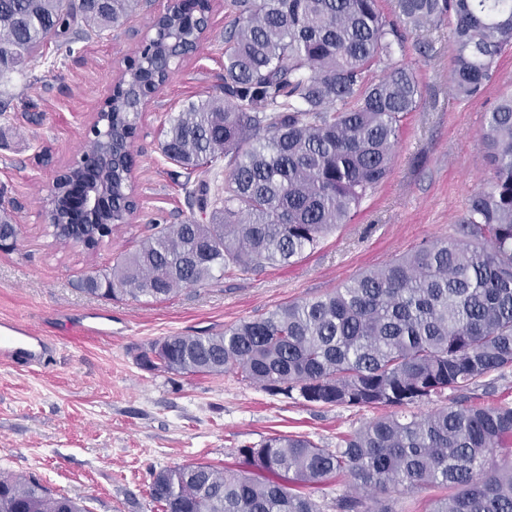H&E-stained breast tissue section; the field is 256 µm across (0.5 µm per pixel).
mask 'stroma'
<instances>
[{
	"label": "stroma",
	"mask_w": 512,
	"mask_h": 512,
	"mask_svg": "<svg viewBox=\"0 0 512 512\" xmlns=\"http://www.w3.org/2000/svg\"><path fill=\"white\" fill-rule=\"evenodd\" d=\"M168 4L142 0L72 54H57L50 41L0 76V206L21 229L16 247L0 249V321H19L57 344L45 368L0 362V474L36 478L88 512H161L149 496L161 470L194 462L234 468L238 448L274 433L332 448L372 420L368 409L269 394L231 371H147L139 355L166 336L221 332L322 296L423 243L453 238L471 194L490 176L480 142L487 115L512 94V48L497 58L484 93L462 100L448 82V27L412 32L396 60L414 72L422 103L400 129L387 177L350 223L289 265L228 269L221 280L157 300L102 298L86 292L83 279L138 249L155 217L209 221L192 214L186 174L162 157L159 138L168 115L216 93L231 0H212L199 50L173 64L140 114L131 173L138 207L128 222L93 253L56 245L47 223L49 183L79 159L95 112Z\"/></svg>",
	"instance_id": "stroma-1"
}]
</instances>
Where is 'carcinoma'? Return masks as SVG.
I'll return each instance as SVG.
<instances>
[{
  "label": "carcinoma",
  "mask_w": 512,
  "mask_h": 512,
  "mask_svg": "<svg viewBox=\"0 0 512 512\" xmlns=\"http://www.w3.org/2000/svg\"><path fill=\"white\" fill-rule=\"evenodd\" d=\"M140 0H0V76L53 39L70 54L86 35L112 28ZM220 93L191 101L165 122L161 154L187 175L224 162L221 193L204 180L190 207L211 222L156 219L139 248L92 272L103 298L159 299L179 286L288 265L349 221L392 163L403 120L422 94L394 62L406 31L449 24L456 96L483 93L497 57L512 46V0H232ZM210 6L190 0L156 17L151 39L112 93L109 136L84 153H112L104 221L137 207L126 142L139 115L129 101L158 89L179 50L196 51ZM489 180L472 194L457 236L425 243L330 293L275 308L221 333L167 336L139 357L148 371L221 375L233 370L272 395L353 408L389 407L322 448L274 434L238 449L242 468L207 463L154 475L162 512H322L293 484L348 479L338 512H371L357 491L450 494L428 512H512V404L471 402L512 368V95L489 113L481 138ZM17 225L0 210V241ZM450 391L456 401L424 415L406 408ZM0 512H87L35 478L0 475Z\"/></svg>",
  "instance_id": "cac0c4a2"
}]
</instances>
